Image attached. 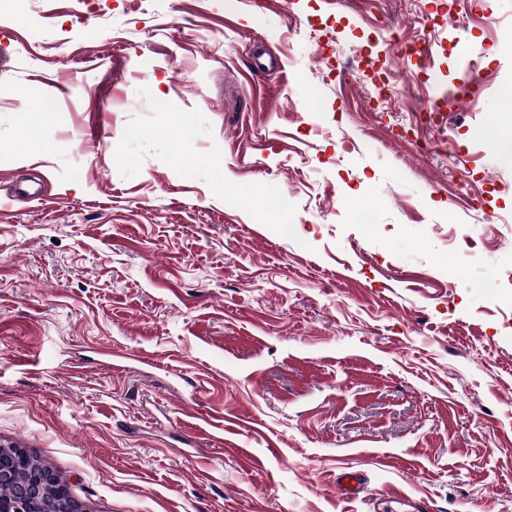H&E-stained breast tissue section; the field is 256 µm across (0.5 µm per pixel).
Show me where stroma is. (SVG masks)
<instances>
[{"label": "stroma", "mask_w": 512, "mask_h": 512, "mask_svg": "<svg viewBox=\"0 0 512 512\" xmlns=\"http://www.w3.org/2000/svg\"><path fill=\"white\" fill-rule=\"evenodd\" d=\"M507 83L512 0H0V445L82 512H512Z\"/></svg>", "instance_id": "1"}]
</instances>
